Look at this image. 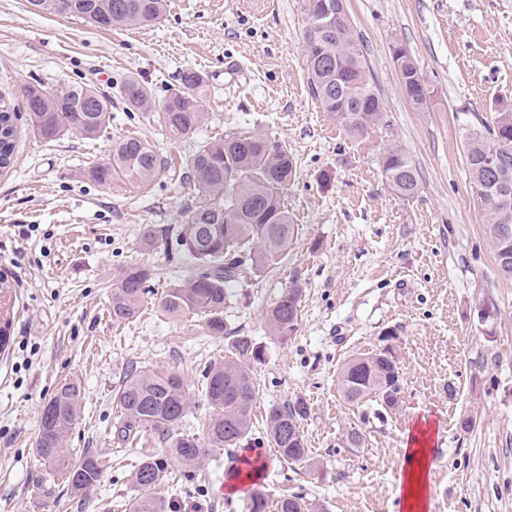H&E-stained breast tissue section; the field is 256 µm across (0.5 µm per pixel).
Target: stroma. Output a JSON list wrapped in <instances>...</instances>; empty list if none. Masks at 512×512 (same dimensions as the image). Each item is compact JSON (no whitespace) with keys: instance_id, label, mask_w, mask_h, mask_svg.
<instances>
[{"instance_id":"1","label":"stroma","mask_w":512,"mask_h":512,"mask_svg":"<svg viewBox=\"0 0 512 512\" xmlns=\"http://www.w3.org/2000/svg\"><path fill=\"white\" fill-rule=\"evenodd\" d=\"M390 126L360 144L308 87L301 0H167L147 28L102 29L70 16L35 15L25 0H0V95L15 108L14 162L0 170V279L12 313L11 342L0 352V512H109L133 497L129 473L139 458L112 435V393L127 366L184 375L192 398L185 430L200 433L212 413L200 388L204 365L226 354L227 336H249L264 350L253 371V408L305 400V434L319 471L282 463L258 444L266 467L256 489L298 494L325 512H401L406 430L432 432L427 512H512V280L501 277L488 225L469 182V132L512 109V0H348ZM405 46L432 92L426 111L409 103L392 48ZM206 75L204 126L170 138L156 113L112 104L92 139L65 134L47 142L30 129L25 89L85 82L114 94L136 77L163 100L184 70ZM249 130L286 144L297 178L285 204L295 226L276 269L245 274L224 311L226 336L200 338L199 319H170L158 301L167 280L152 281L136 321L116 326L111 291L121 268L164 271L190 258L150 231L177 228L193 194L179 181L193 147ZM128 136L155 144L169 167L145 184L101 186L88 170ZM416 166L420 192L399 198L381 171L387 146ZM332 176L321 188V173ZM29 238H20L24 226ZM303 289L296 335H270L266 310L291 283ZM493 298V336L473 318ZM403 372L393 409L346 404L336 380L349 356L375 350L384 329ZM85 393L71 451L111 459L93 491H67L35 449L41 412L64 380ZM473 417L471 430L460 427ZM362 428L365 445L345 434ZM242 449L211 451L204 470L179 491L161 485L171 512H246L249 492L230 487Z\"/></svg>"}]
</instances>
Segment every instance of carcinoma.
I'll return each mask as SVG.
<instances>
[{
	"label": "carcinoma",
	"instance_id": "carcinoma-1",
	"mask_svg": "<svg viewBox=\"0 0 512 512\" xmlns=\"http://www.w3.org/2000/svg\"><path fill=\"white\" fill-rule=\"evenodd\" d=\"M323 0H302L305 15L306 70L312 97L344 131L358 142L369 141L376 131L389 126L372 75L362 37L353 25L324 30L318 24ZM30 12L69 14L95 27L146 26L159 20L165 0H26ZM411 106L428 108L430 91L421 72L410 74ZM208 80L198 71L186 70L180 86L157 102L151 89L138 79H128L117 93L131 112H157L168 133L181 138L194 134L207 119L200 101ZM26 106L35 133L54 141L70 131L88 138L97 136L110 121L112 97L96 87L75 83L58 91L30 86ZM502 113L491 125L467 135L464 151L472 189L489 226V245L499 274L512 279V194L504 202L484 192L490 167L505 166L512 177V125L503 124ZM14 112L0 95V168L10 166L14 153ZM382 173L392 191L411 199L420 192L417 170L401 147L386 148ZM164 167L162 157L140 137H126L112 145L106 162L89 170L100 185L152 180ZM296 177L288 147L251 131L230 133L198 145L182 175L195 195L187 220L179 225L169 248L183 252L192 264L166 288L159 308L168 317L203 318L207 336L224 335V309L228 290L244 270L264 272L274 268L294 236L285 206L286 193ZM156 269L143 265L121 268L112 285L110 315L114 324H129L140 316L143 299ZM302 288L294 283L266 310L272 336L282 343L299 328ZM229 355L214 360L201 371L202 392L213 414L204 425L211 448H239L256 440L252 418L258 394L251 364L263 358V349L249 336L235 337ZM343 399L352 406L377 398L392 408L402 392V371L390 348L359 353L347 359L337 374ZM120 415L112 425L115 439L135 447L149 433L170 439L168 454H141L131 472L136 496L122 506L126 512H167L168 503L158 492L174 468L197 470L205 455L199 438L178 428L190 409V392L184 378L171 371L132 367L115 394ZM83 394L77 381L62 383L43 406L36 441L41 458L61 470L75 493L101 483L107 466L99 456L73 457L64 448L70 431L79 423ZM305 400L271 406L265 416L263 438L286 463L315 464L307 448L303 421L308 418ZM275 512H313L300 495L276 500Z\"/></svg>",
	"mask_w": 512,
	"mask_h": 512
}]
</instances>
